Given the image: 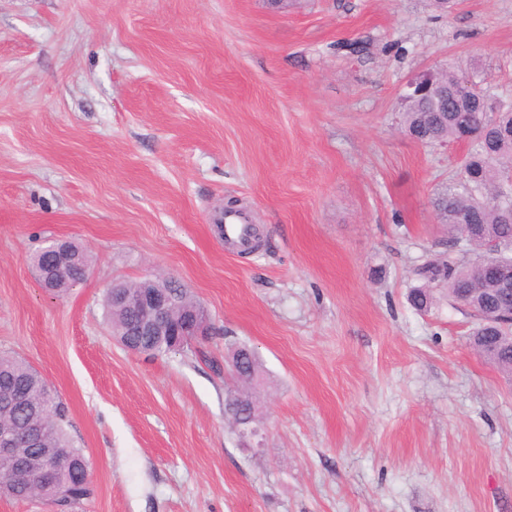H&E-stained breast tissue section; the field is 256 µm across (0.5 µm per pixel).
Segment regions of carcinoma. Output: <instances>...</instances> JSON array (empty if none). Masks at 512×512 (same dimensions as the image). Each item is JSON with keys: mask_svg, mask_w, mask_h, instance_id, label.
<instances>
[{"mask_svg": "<svg viewBox=\"0 0 512 512\" xmlns=\"http://www.w3.org/2000/svg\"><path fill=\"white\" fill-rule=\"evenodd\" d=\"M466 77L454 70L445 72V86L448 94L437 90L414 102L411 111L401 113V125L416 134L419 142L430 144L434 141H453L458 138L456 102L453 93L464 90ZM470 127L477 133L471 140L459 172L460 180L468 181L473 190L462 189L450 191L439 198L437 210L448 231L450 245L447 251L424 261L416 269V275L423 285L410 291L412 306L422 311L427 309L433 297L431 286L448 288V300L453 304L461 302V294L470 296V315L476 319V325L470 336L473 348L480 347L487 336L488 318L498 322V334L512 335V295L503 298L497 293L494 278L484 266L486 256L482 241L493 238L499 241L501 253L499 258L509 263L512 261V217L497 205V200L512 204V184L507 174L512 170V138H491L492 131L488 125L512 126V108L501 106L496 113L474 108L468 112ZM460 211L471 212L474 223L483 225L484 234L469 248V256L460 257L454 250V244L462 233V226L457 224L456 215ZM89 255L81 247H75L74 259L54 278L53 292L63 295L81 282L89 269ZM106 314L110 325L121 329L128 324L129 311L121 307H112V300L105 299ZM491 362L504 374L512 377V343L506 341L498 346ZM25 384L29 399L50 403L56 418L48 437L47 447L42 450L39 462L34 470L52 459V451L62 448L66 452L68 476L73 484V491L80 498L88 495L83 486L86 456L75 447L67 430V407L60 400L48 395L45 379L24 360L8 354H0V396L12 387ZM12 416L22 422H39L41 414L32 413L24 402L20 401L11 408Z\"/></svg>", "mask_w": 512, "mask_h": 512, "instance_id": "1", "label": "carcinoma"}]
</instances>
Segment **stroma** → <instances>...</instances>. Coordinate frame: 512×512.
<instances>
[{
    "mask_svg": "<svg viewBox=\"0 0 512 512\" xmlns=\"http://www.w3.org/2000/svg\"><path fill=\"white\" fill-rule=\"evenodd\" d=\"M459 66L512 100V0H0V352L68 408L75 512H512V379L415 268L462 144L400 128L406 79ZM245 211L251 252L215 220ZM92 256L57 297L34 253ZM163 275L204 356L116 343L103 297ZM261 363L258 444L226 412ZM70 240L64 238L53 239L42 248L41 264L37 271L39 284L42 288H48V282L54 271L65 261L68 260V242Z\"/></svg>",
    "mask_w": 512,
    "mask_h": 512,
    "instance_id": "obj_1",
    "label": "stroma"
}]
</instances>
